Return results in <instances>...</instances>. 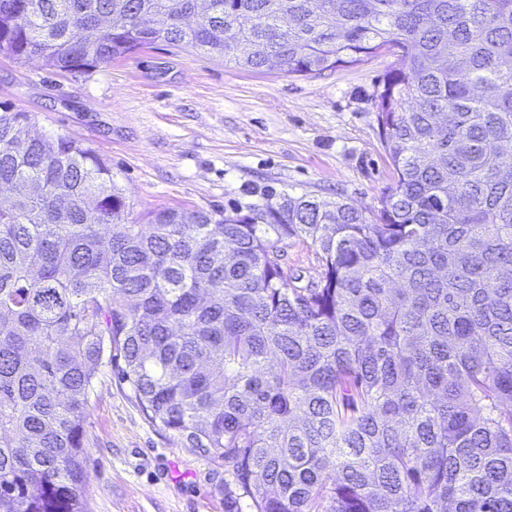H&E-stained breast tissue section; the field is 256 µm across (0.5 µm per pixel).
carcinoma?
I'll return each mask as SVG.
<instances>
[{"label":"carcinoma","instance_id":"obj_1","mask_svg":"<svg viewBox=\"0 0 512 512\" xmlns=\"http://www.w3.org/2000/svg\"><path fill=\"white\" fill-rule=\"evenodd\" d=\"M0 0V54L159 41L288 74L388 52L380 207L248 186L147 223L89 147L0 113V512H88L111 365L253 512H512V0ZM314 249L303 283L273 254Z\"/></svg>","mask_w":512,"mask_h":512}]
</instances>
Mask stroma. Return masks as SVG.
<instances>
[{
    "label": "stroma",
    "mask_w": 512,
    "mask_h": 512,
    "mask_svg": "<svg viewBox=\"0 0 512 512\" xmlns=\"http://www.w3.org/2000/svg\"><path fill=\"white\" fill-rule=\"evenodd\" d=\"M396 58L319 77L253 70L158 42L87 74L0 54V113L32 115L112 170L135 217L222 211L246 185L379 208L394 180L373 94ZM90 512H227L221 461L180 448L101 367L85 420Z\"/></svg>",
    "instance_id": "obj_1"
}]
</instances>
